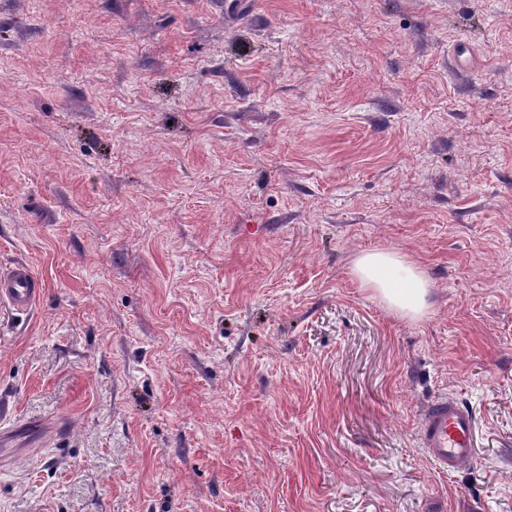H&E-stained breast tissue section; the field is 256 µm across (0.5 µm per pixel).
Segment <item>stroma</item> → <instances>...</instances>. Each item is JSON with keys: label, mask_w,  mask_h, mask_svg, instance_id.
Instances as JSON below:
<instances>
[{"label": "stroma", "mask_w": 512, "mask_h": 512, "mask_svg": "<svg viewBox=\"0 0 512 512\" xmlns=\"http://www.w3.org/2000/svg\"><path fill=\"white\" fill-rule=\"evenodd\" d=\"M374 249L424 319L352 282ZM18 260L0 512H512V0H0ZM350 276L401 319L418 321L429 313L431 283L421 267L402 253L363 252L353 261ZM43 283L25 261L0 268V307L15 317L26 316L43 295ZM417 440L425 455L442 473H456L474 458L473 413L454 397L439 395L422 411Z\"/></svg>", "instance_id": "35a3bbf8"}]
</instances>
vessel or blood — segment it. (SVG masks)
Wrapping results in <instances>:
<instances>
[{
  "instance_id": "obj_1",
  "label": "vessel or blood",
  "mask_w": 512,
  "mask_h": 512,
  "mask_svg": "<svg viewBox=\"0 0 512 512\" xmlns=\"http://www.w3.org/2000/svg\"><path fill=\"white\" fill-rule=\"evenodd\" d=\"M42 295L43 283L27 262L17 261L0 268V307L11 315H28ZM417 440L440 472L449 474L464 469L474 458L472 411L445 394L431 399L421 411Z\"/></svg>"
}]
</instances>
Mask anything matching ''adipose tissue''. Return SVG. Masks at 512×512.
<instances>
[{"label":"adipose tissue","instance_id":"1","mask_svg":"<svg viewBox=\"0 0 512 512\" xmlns=\"http://www.w3.org/2000/svg\"><path fill=\"white\" fill-rule=\"evenodd\" d=\"M350 275L360 288L372 292L397 317L418 321L428 315L432 286L421 267L392 250L359 254Z\"/></svg>","mask_w":512,"mask_h":512}]
</instances>
